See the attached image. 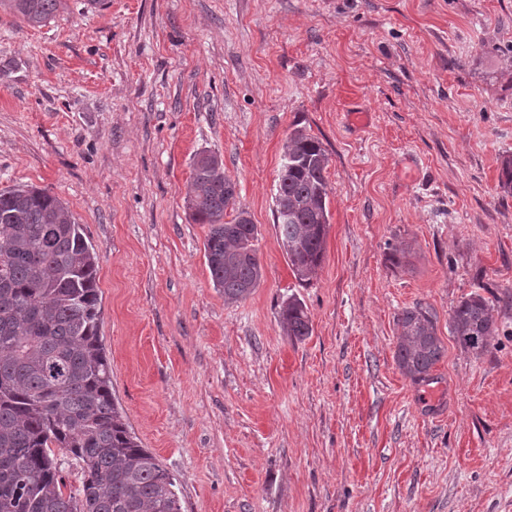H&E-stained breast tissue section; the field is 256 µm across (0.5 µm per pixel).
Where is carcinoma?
I'll use <instances>...</instances> for the list:
<instances>
[{
  "label": "carcinoma",
  "mask_w": 512,
  "mask_h": 512,
  "mask_svg": "<svg viewBox=\"0 0 512 512\" xmlns=\"http://www.w3.org/2000/svg\"><path fill=\"white\" fill-rule=\"evenodd\" d=\"M65 0H0L28 26L45 24ZM329 155L301 128L288 136L273 192L274 223L295 277H317L330 224ZM222 159L192 163L186 203L209 225L204 256L224 302L249 297L262 279L252 224ZM97 254L68 205L47 190L0 189V512H181L176 478L131 432L112 396V367L100 336ZM284 333L312 335L296 297L280 311ZM394 360L427 383L444 355L436 317L420 303L396 317ZM448 331L482 352L496 333L490 301L477 292L454 307ZM82 464L80 487L64 491L54 449Z\"/></svg>",
  "instance_id": "obj_1"
}]
</instances>
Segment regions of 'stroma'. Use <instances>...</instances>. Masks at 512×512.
Segmentation results:
<instances>
[{
    "mask_svg": "<svg viewBox=\"0 0 512 512\" xmlns=\"http://www.w3.org/2000/svg\"><path fill=\"white\" fill-rule=\"evenodd\" d=\"M297 128L330 158L307 285L273 216ZM203 151L257 227L240 303L185 203ZM510 156L512 0H67L35 28L0 9V189L83 224L112 393L182 512H512ZM476 291L498 328L481 353L448 333ZM418 302L445 348L426 385L394 361ZM280 325L286 336L302 341L312 334V322L305 304L296 297L288 298L280 311Z\"/></svg>",
    "mask_w": 512,
    "mask_h": 512,
    "instance_id": "35a3bbf8",
    "label": "stroma"
}]
</instances>
